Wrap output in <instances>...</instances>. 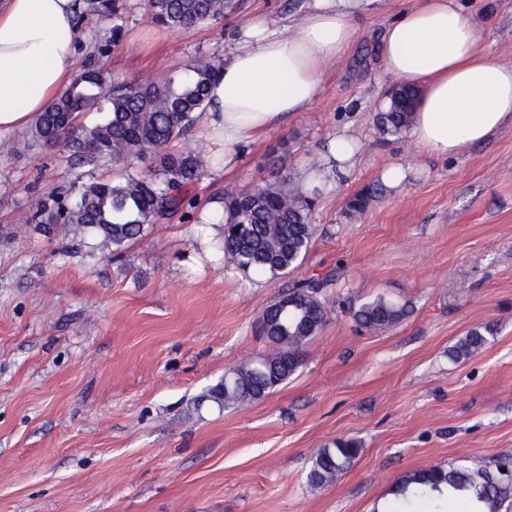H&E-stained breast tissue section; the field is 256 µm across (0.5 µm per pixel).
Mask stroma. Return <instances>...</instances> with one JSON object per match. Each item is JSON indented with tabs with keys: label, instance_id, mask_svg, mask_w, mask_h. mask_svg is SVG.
I'll list each match as a JSON object with an SVG mask.
<instances>
[{
	"label": "stroma",
	"instance_id": "1",
	"mask_svg": "<svg viewBox=\"0 0 512 512\" xmlns=\"http://www.w3.org/2000/svg\"><path fill=\"white\" fill-rule=\"evenodd\" d=\"M116 2V15L81 21L79 57L105 43L97 62L112 79L145 81L223 61L254 17L283 24L314 0H235L181 32L153 23L146 0ZM410 3L362 16L308 111L246 147L232 173L206 157L184 216L117 259L20 230L38 202L74 200L79 172L65 146H30L25 130L0 138V512H373L406 472L512 453V126L448 158L378 133L394 85L378 41ZM464 4L479 50L511 63L512 0ZM345 125L359 161L340 186H319L303 264L274 282L227 271L220 225H199L207 203L299 180ZM392 162L409 168L405 185L349 220L347 201ZM329 272V319L297 372L238 409L206 401L226 369L266 352L254 332L264 306L290 280ZM375 295L408 315L360 329L345 304ZM478 325L493 330L487 344L450 359ZM339 438L359 442L357 463L311 487V456Z\"/></svg>",
	"mask_w": 512,
	"mask_h": 512
}]
</instances>
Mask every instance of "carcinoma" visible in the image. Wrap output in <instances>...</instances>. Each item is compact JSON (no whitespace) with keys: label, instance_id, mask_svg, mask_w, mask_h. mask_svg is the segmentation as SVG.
<instances>
[{"label":"carcinoma","instance_id":"obj_1","mask_svg":"<svg viewBox=\"0 0 512 512\" xmlns=\"http://www.w3.org/2000/svg\"><path fill=\"white\" fill-rule=\"evenodd\" d=\"M152 19L174 31L207 24L224 17L232 0H148ZM219 68L213 60H196L182 71L152 81L116 82L92 65L75 78L65 95L41 115L31 134L34 146L51 147L66 141L74 165L89 181L81 184L74 203L48 206L39 203L25 218L43 224V232L80 238L89 253L104 252L119 258L126 245L148 236V228L171 217L186 203V187L193 183L206 155L205 140L184 144L198 113L207 106L208 83ZM392 106L376 116L383 136H399L411 122L414 94L395 89ZM99 112L89 124L79 117ZM151 162L139 168L145 157ZM122 164L118 180L99 181L95 172L107 163ZM382 192L374 184L347 202V214L359 220L370 201ZM314 198L283 178L246 191L224 193L222 252L232 270L281 278L306 258L315 234ZM333 275L293 282L281 297L263 309L258 328L269 350L243 368L224 372L227 379L208 389L204 399L222 409H234L261 400L295 374L305 345L328 320L321 299ZM348 311L364 329L382 330L402 321L407 307L384 296L350 304ZM489 327L470 329L449 356L466 359L486 343ZM359 455L358 443L340 439L331 448L318 449L311 458L308 482L322 487L347 472ZM512 454L478 458L468 466L445 469L433 466L401 476L385 512H447L448 502L462 512H500L512 502Z\"/></svg>","mask_w":512,"mask_h":512}]
</instances>
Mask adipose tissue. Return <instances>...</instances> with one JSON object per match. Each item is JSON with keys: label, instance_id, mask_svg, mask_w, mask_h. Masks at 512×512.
Segmentation results:
<instances>
[{"label": "adipose tissue", "instance_id": "ef3b65f1", "mask_svg": "<svg viewBox=\"0 0 512 512\" xmlns=\"http://www.w3.org/2000/svg\"><path fill=\"white\" fill-rule=\"evenodd\" d=\"M374 0H315L288 27L255 18L209 85L200 124L233 169L244 146L287 126L315 102L323 74L340 63L357 18ZM80 0H0V137L26 129L77 72ZM461 0H412L385 27L383 69L418 93L410 125L423 150L442 157L512 125V64L481 53ZM359 142L336 131L305 166L306 185H336L357 163Z\"/></svg>", "mask_w": 512, "mask_h": 512}]
</instances>
